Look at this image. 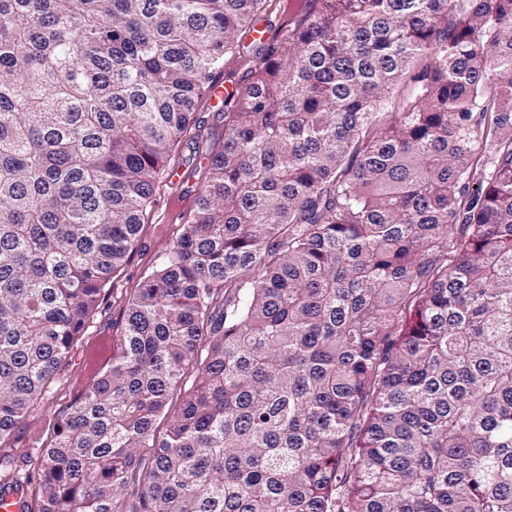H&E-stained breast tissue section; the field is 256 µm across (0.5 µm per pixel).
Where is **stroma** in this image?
Here are the masks:
<instances>
[{"label":"stroma","mask_w":512,"mask_h":512,"mask_svg":"<svg viewBox=\"0 0 512 512\" xmlns=\"http://www.w3.org/2000/svg\"><path fill=\"white\" fill-rule=\"evenodd\" d=\"M198 116L201 123L195 139L180 144L175 157V166L183 176L182 189L188 196L198 193L203 185L210 158L224 138L223 112L208 105L199 111ZM173 194L166 181H159L154 203L148 212V222L130 262L107 284L103 300L85 335L73 347L68 362L50 384L45 405H37L30 410L13 434L12 447L32 451L50 443L57 416L68 411L91 376L88 364L90 349L102 338L120 334L130 289L161 263L178 238L182 225L194 213L193 208L178 207Z\"/></svg>","instance_id":"obj_1"}]
</instances>
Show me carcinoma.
Returning a JSON list of instances; mask_svg holds the SVG:
<instances>
[{
  "instance_id": "carcinoma-1",
  "label": "carcinoma",
  "mask_w": 512,
  "mask_h": 512,
  "mask_svg": "<svg viewBox=\"0 0 512 512\" xmlns=\"http://www.w3.org/2000/svg\"><path fill=\"white\" fill-rule=\"evenodd\" d=\"M270 0H0V445ZM24 512H512V0H296ZM484 164H475L477 143Z\"/></svg>"
}]
</instances>
